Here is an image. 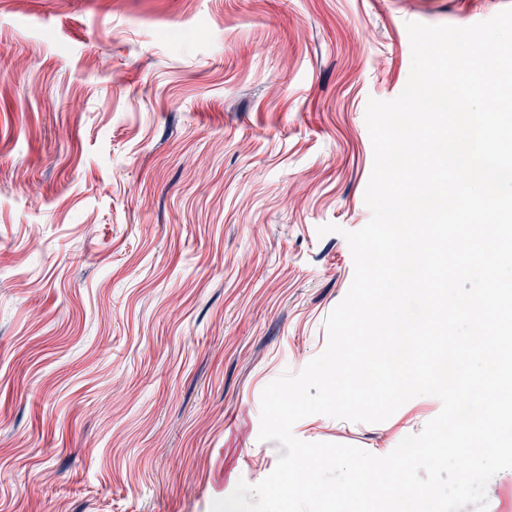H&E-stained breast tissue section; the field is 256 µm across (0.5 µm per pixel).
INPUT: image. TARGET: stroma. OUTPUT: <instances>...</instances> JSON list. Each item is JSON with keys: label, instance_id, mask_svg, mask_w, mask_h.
Returning <instances> with one entry per match:
<instances>
[{"label": "stroma", "instance_id": "stroma-1", "mask_svg": "<svg viewBox=\"0 0 512 512\" xmlns=\"http://www.w3.org/2000/svg\"><path fill=\"white\" fill-rule=\"evenodd\" d=\"M510 7L0 0V512H210L264 480L261 393L351 286L407 23ZM440 410L293 433L384 456Z\"/></svg>", "mask_w": 512, "mask_h": 512}]
</instances>
